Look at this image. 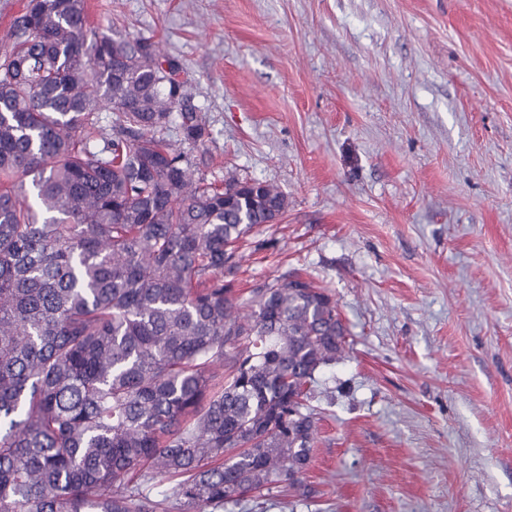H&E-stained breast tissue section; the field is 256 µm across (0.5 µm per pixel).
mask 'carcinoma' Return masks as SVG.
I'll return each mask as SVG.
<instances>
[{
  "instance_id": "carcinoma-1",
  "label": "carcinoma",
  "mask_w": 512,
  "mask_h": 512,
  "mask_svg": "<svg viewBox=\"0 0 512 512\" xmlns=\"http://www.w3.org/2000/svg\"><path fill=\"white\" fill-rule=\"evenodd\" d=\"M178 77L85 0H27L0 47V512L311 495L308 399L346 328L299 274L237 302V244L288 201L198 175L206 123Z\"/></svg>"
}]
</instances>
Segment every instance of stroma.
Masks as SVG:
<instances>
[{
    "label": "stroma",
    "mask_w": 512,
    "mask_h": 512,
    "mask_svg": "<svg viewBox=\"0 0 512 512\" xmlns=\"http://www.w3.org/2000/svg\"><path fill=\"white\" fill-rule=\"evenodd\" d=\"M181 66L208 179L280 187L238 299L297 272L348 355L306 481L233 512H512V0H86Z\"/></svg>",
    "instance_id": "1"
}]
</instances>
